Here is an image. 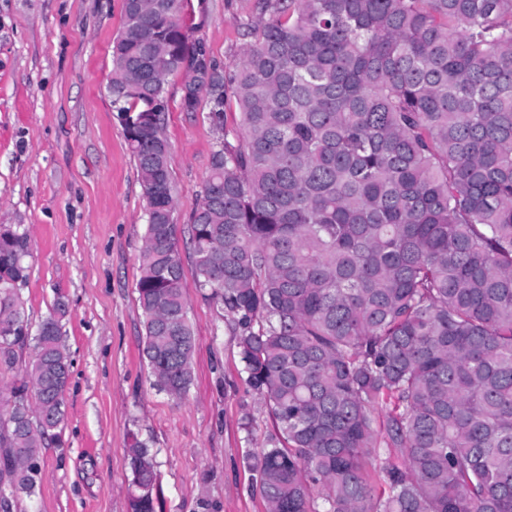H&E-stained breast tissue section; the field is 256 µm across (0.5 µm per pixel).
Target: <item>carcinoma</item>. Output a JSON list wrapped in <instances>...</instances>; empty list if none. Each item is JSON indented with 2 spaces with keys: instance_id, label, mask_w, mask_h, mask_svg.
Instances as JSON below:
<instances>
[{
  "instance_id": "cac0c4a2",
  "label": "carcinoma",
  "mask_w": 512,
  "mask_h": 512,
  "mask_svg": "<svg viewBox=\"0 0 512 512\" xmlns=\"http://www.w3.org/2000/svg\"><path fill=\"white\" fill-rule=\"evenodd\" d=\"M182 0H123L112 109L166 111L195 64ZM235 73L186 84L216 138L187 232L197 288L234 326L273 419L254 454L265 512H512V0H262ZM165 118L124 128L152 197L136 284L141 358L173 398L195 339ZM23 224L0 227V367L30 347L0 424V512L40 490L71 370L67 304L32 328ZM133 512H155L147 444ZM226 94L228 99L224 108V131L228 134L227 139L231 143L236 144L241 139L243 133L240 113L231 86L227 87Z\"/></svg>"
}]
</instances>
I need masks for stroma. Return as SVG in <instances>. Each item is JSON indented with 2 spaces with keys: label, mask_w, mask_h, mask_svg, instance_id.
<instances>
[{
  "label": "stroma",
  "mask_w": 512,
  "mask_h": 512,
  "mask_svg": "<svg viewBox=\"0 0 512 512\" xmlns=\"http://www.w3.org/2000/svg\"><path fill=\"white\" fill-rule=\"evenodd\" d=\"M183 4L193 40L232 71L259 0ZM122 12L123 0H0V224L29 231L30 321L67 301L73 362L62 442L45 448L40 491L13 512H129L126 450L136 439L156 458L158 512H265L250 464L273 422L245 381L232 327L196 288L185 230L215 138L206 106L182 108L186 69L167 79L165 115L195 336L186 395L159 391L140 357L146 201L108 91Z\"/></svg>",
  "instance_id": "obj_1"
}]
</instances>
